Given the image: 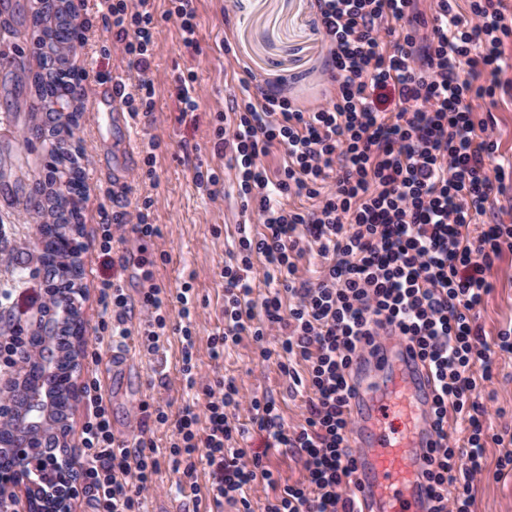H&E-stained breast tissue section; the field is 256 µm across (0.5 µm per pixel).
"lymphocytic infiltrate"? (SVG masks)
<instances>
[{
	"label": "lymphocytic infiltrate",
	"instance_id": "obj_1",
	"mask_svg": "<svg viewBox=\"0 0 512 512\" xmlns=\"http://www.w3.org/2000/svg\"><path fill=\"white\" fill-rule=\"evenodd\" d=\"M415 0H318L331 67L332 89L323 104L300 109L251 79L215 130L228 153L237 193L249 223L264 232L244 233L225 264L224 326L211 338L213 356L240 336L276 340L277 357L294 385L303 386L307 415L288 428L274 399L242 401L233 382L214 375L203 406L185 405L169 418L154 399L139 406L135 442L116 439L109 400L98 382L84 386L86 421L76 472L92 493L96 512H145L159 462L152 425L172 424L170 456L182 481L194 483L199 465L209 469L210 512L225 503L248 506L245 490L256 478L272 480L262 457L246 458L232 442L241 432L231 411L248 404L252 422L272 447L296 450L306 479L287 485L266 512H356V464L348 447L352 373L361 355L375 353L384 332L403 336L432 372L433 417L439 442L424 475L431 512H470L467 493H452L456 476L474 481L484 471L486 409L475 396L478 378H489L494 352L512 354V325L493 345L480 344L476 310L492 288L487 270L512 252V226L469 227L491 197L512 178V155L500 153L493 120H475L471 102L495 97L499 74L512 69L504 41L512 37V10L504 0H437L434 12L414 13ZM96 12L120 45L136 81H118L132 114L154 109L158 21L155 0H95ZM426 28L418 38V28ZM482 66L490 84L463 77V65ZM284 149V163L268 175L259 159L269 147ZM307 196L313 211L284 207L282 197ZM304 228L316 247L315 280L296 277L294 237ZM263 262L270 290L253 298L256 262ZM190 287L176 299L180 321L164 313L167 292L154 285L140 300L147 317L142 345L157 354L169 334L182 343V376L194 388V303ZM100 325L109 338L127 339L130 306L114 282L101 287ZM306 364L298 373L293 363ZM466 432L468 450L457 455L448 421ZM496 444L512 446L497 434Z\"/></svg>",
	"mask_w": 512,
	"mask_h": 512
}]
</instances>
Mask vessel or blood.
Returning <instances> with one entry per match:
<instances>
[{
	"instance_id": "b4317fda",
	"label": "vessel or blood",
	"mask_w": 512,
	"mask_h": 512,
	"mask_svg": "<svg viewBox=\"0 0 512 512\" xmlns=\"http://www.w3.org/2000/svg\"><path fill=\"white\" fill-rule=\"evenodd\" d=\"M352 385L355 428L349 445L365 483L362 512H427L431 491L422 471L438 440L428 367L403 337L384 335L377 354L362 357ZM390 397L398 399L405 416L393 438L375 424L380 402Z\"/></svg>"
}]
</instances>
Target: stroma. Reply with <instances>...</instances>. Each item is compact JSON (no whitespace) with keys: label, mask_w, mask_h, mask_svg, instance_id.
<instances>
[{"label":"stroma","mask_w":512,"mask_h":512,"mask_svg":"<svg viewBox=\"0 0 512 512\" xmlns=\"http://www.w3.org/2000/svg\"><path fill=\"white\" fill-rule=\"evenodd\" d=\"M33 0H0V28H9L10 41L0 44V55L10 57L12 71L0 69V312L9 322H0V337L20 330L30 333L45 304L43 267L34 246L35 223L19 201L25 190L43 181L46 174L38 145L28 143L26 132L35 120L29 101L31 84L39 64L22 21L23 10ZM198 44L184 46L174 21L162 22L160 47L151 62L156 76L155 110L134 119L137 145L156 142L153 156L137 152L120 182L112 177L120 163L123 130L114 120L95 124L92 107L102 88L100 75L127 77L128 71L110 30L98 18L93 4L80 14L88 21L85 43L74 46L71 61L89 74L84 98L79 103L74 139L84 158L82 168L86 192L79 222L86 244L80 259L84 339L93 343L101 335L100 287L111 280L122 287L131 303H138L152 285L166 288L170 300L166 312L178 320L176 295L183 284L192 287L195 306L196 346L194 361L200 374L220 371L234 381L245 397L270 396L276 401L288 426L302 424L306 416V395L288 389V377L278 359L263 360L261 346L251 336L226 349L223 358L213 359L210 338L224 325V280L221 272L231 259L238 227L244 221L235 189V173L223 151L214 146L217 117L227 111L243 70H250L260 82L270 83L280 94L300 107L312 108L324 101L321 75L330 57L323 37L315 0H236L232 13H225L224 0H196ZM190 74L198 99L197 111L180 115L174 94L177 77ZM471 106L476 119L494 118L500 150L512 154V92L495 99H475ZM217 174L224 193L209 198L195 183L196 173ZM150 202L154 236L143 238L121 224L124 212L135 211ZM111 227V240H104V227ZM493 287L478 309L482 339L493 342L497 332L512 324V253L496 260L489 274ZM126 362L103 359L98 369L82 363L80 382L99 378L110 401L112 432L121 440H135L140 402L155 395L169 414H177L185 398L180 368L181 343L169 336L158 354L140 350L137 337L123 346ZM166 374V384L149 387L152 368ZM475 394L486 408L489 433L512 425V354L493 358L490 379L479 381ZM233 419L244 428L238 447L248 455L263 456L276 478L275 483L256 479L246 496L251 512H264L275 493L276 483L303 482L305 470L300 455H288L269 447L265 433L251 423L248 408H240ZM159 469L154 476L158 491L149 500V512H193L207 508L210 476L199 469L195 487L174 492L178 479L169 448L171 426L153 428ZM503 453L501 446L487 442L483 477L468 487L471 512H512V476L495 479L493 472Z\"/></svg>","instance_id":"35a3bbf8"}]
</instances>
